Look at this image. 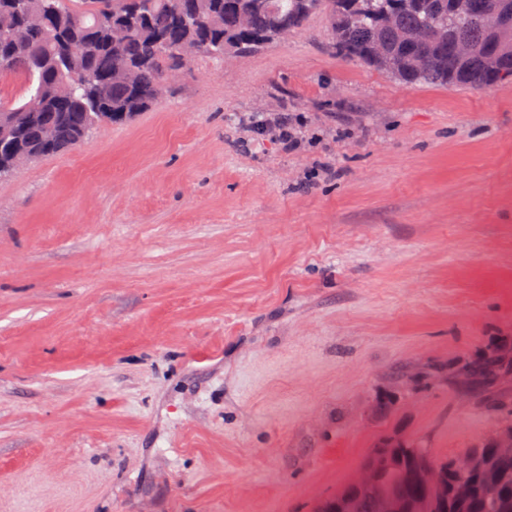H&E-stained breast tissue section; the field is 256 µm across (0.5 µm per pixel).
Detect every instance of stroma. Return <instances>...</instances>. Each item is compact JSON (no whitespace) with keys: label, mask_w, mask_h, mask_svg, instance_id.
I'll return each instance as SVG.
<instances>
[{"label":"stroma","mask_w":512,"mask_h":512,"mask_svg":"<svg viewBox=\"0 0 512 512\" xmlns=\"http://www.w3.org/2000/svg\"><path fill=\"white\" fill-rule=\"evenodd\" d=\"M301 115L286 148L249 121ZM512 80L406 85L325 13L0 178V512H317L512 425Z\"/></svg>","instance_id":"obj_1"}]
</instances>
